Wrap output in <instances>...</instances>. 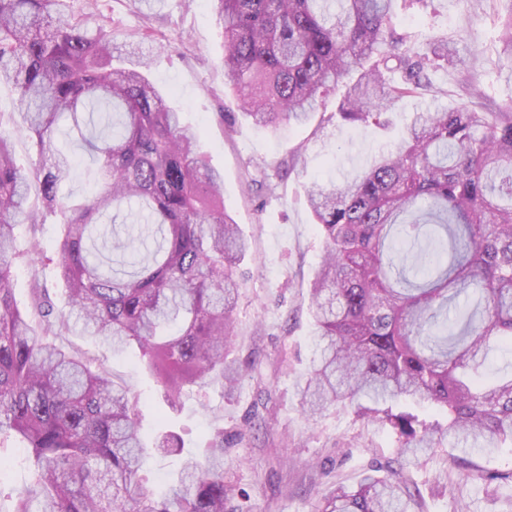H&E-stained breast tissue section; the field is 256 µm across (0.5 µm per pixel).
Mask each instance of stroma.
Listing matches in <instances>:
<instances>
[{"label":"stroma","mask_w":512,"mask_h":512,"mask_svg":"<svg viewBox=\"0 0 512 512\" xmlns=\"http://www.w3.org/2000/svg\"><path fill=\"white\" fill-rule=\"evenodd\" d=\"M118 34L114 60L124 43L142 40L152 59L150 77L168 104L201 133L210 166L224 177V206L250 249L240 270L246 286L234 314L230 355L247 370L234 392L187 393L173 411L154 393L152 381L128 353L108 359L107 368L142 395L140 412L150 434L178 432L184 452L200 455L204 439L224 430V478L234 485L242 512H315L322 498L343 484L356 486L376 462L393 458L392 435L382 426L346 411L318 420L303 414L295 379L310 366L312 318L308 288L323 252L305 190L318 178L343 180L362 172L380 149L392 145L414 113L470 107L481 92L487 104L512 105V62L500 53L501 0H427L416 10H398L397 28L417 49L447 40L448 64L437 71L435 90L398 101L392 123L381 130L332 119L337 95L304 125L284 122L277 131L246 119L224 84L223 39L207 0H98ZM58 145L74 152L76 165L61 195L82 198L98 186L97 162L81 141L62 131ZM290 161L274 192L251 194L245 185L264 161ZM25 448L0 444L12 461L0 474V512H9L13 490L28 477ZM421 492L416 512H512V482L488 486L450 468L445 455L409 468Z\"/></svg>","instance_id":"1"}]
</instances>
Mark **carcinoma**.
I'll return each instance as SVG.
<instances>
[{
	"label": "carcinoma",
	"instance_id": "obj_1",
	"mask_svg": "<svg viewBox=\"0 0 512 512\" xmlns=\"http://www.w3.org/2000/svg\"><path fill=\"white\" fill-rule=\"evenodd\" d=\"M62 0H0V85L15 88L38 162L16 164V133L0 128V438L28 451L29 480L10 512H238L224 481V430L183 458L167 492L145 486L154 454L179 455L173 431L146 443L139 397L54 338L73 330L47 292L20 308L14 269L38 276L39 252L17 247L52 216L53 261L76 322L103 353L135 349L163 400L231 390L233 312L249 249L224 208V177L136 67L112 66V19L71 15ZM224 39L223 68L244 115L271 131L302 123L344 83L332 116L383 127L385 111L432 86L448 42L414 50L396 31V0H208ZM501 53L512 58V0ZM107 122L82 140L99 165L83 200L59 195L72 160L55 146L61 122L86 111ZM38 187L41 206L30 205ZM135 202L128 240L97 245L96 219ZM306 202L323 237L311 288L315 349L296 379L303 413L350 410L396 436L398 467L372 466L318 512H413L405 469L418 451L447 449L469 477L471 455L512 447V106L417 112L395 147L362 174L314 181ZM412 403L444 422L402 409ZM387 477L378 475L382 469Z\"/></svg>",
	"mask_w": 512,
	"mask_h": 512
}]
</instances>
